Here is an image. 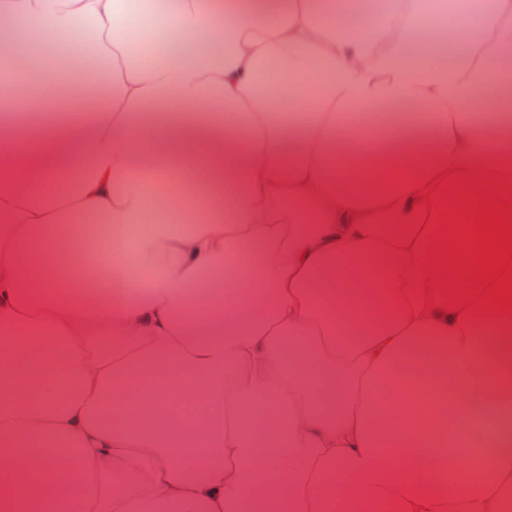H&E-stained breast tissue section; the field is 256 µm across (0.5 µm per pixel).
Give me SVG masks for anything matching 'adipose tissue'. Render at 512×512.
Here are the masks:
<instances>
[{"instance_id":"obj_1","label":"adipose tissue","mask_w":512,"mask_h":512,"mask_svg":"<svg viewBox=\"0 0 512 512\" xmlns=\"http://www.w3.org/2000/svg\"><path fill=\"white\" fill-rule=\"evenodd\" d=\"M137 17L0 0L1 33L32 54L89 35L104 76L76 96L91 124L34 125L24 152L0 128V512H512V320L430 291L415 199L458 167L512 172V0L422 58L416 0L342 34L320 0H168L158 57ZM273 57L302 119L259 92ZM314 60L318 98L295 81ZM68 77L47 62L0 88ZM147 163L186 185L178 224L115 236L117 273L62 245L138 223Z\"/></svg>"}]
</instances>
